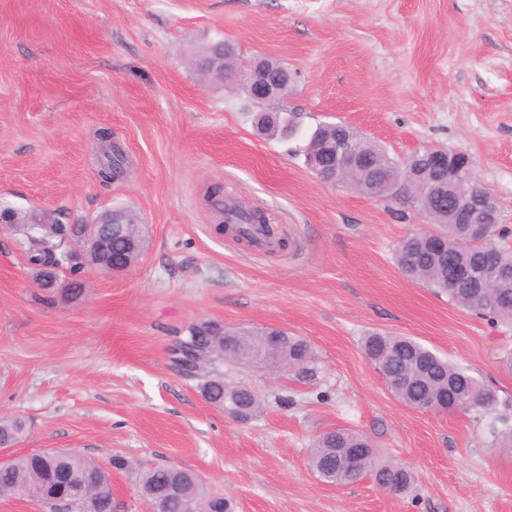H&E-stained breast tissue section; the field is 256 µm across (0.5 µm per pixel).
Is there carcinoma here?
I'll use <instances>...</instances> for the list:
<instances>
[{
  "label": "carcinoma",
  "instance_id": "cac0c4a2",
  "mask_svg": "<svg viewBox=\"0 0 512 512\" xmlns=\"http://www.w3.org/2000/svg\"><path fill=\"white\" fill-rule=\"evenodd\" d=\"M290 125L288 114L281 112L274 118L261 119L257 130L269 137L285 136ZM335 136V129L323 125L308 136L305 162H315L309 170L319 180L324 178V167L320 166L318 149L323 140ZM350 136L358 141L367 163L384 165L388 172H397L398 164L381 145L353 129ZM98 137L106 143L105 166L99 169V176L110 182L123 175L125 155L112 140L111 132L103 130ZM206 201L224 214V223L238 238L256 244H270L277 239L274 225L262 211L225 208L220 186L215 185L208 191ZM451 205L452 201L446 196L423 200L422 211L438 231L430 235L416 232L405 235L395 250L398 267L409 278L448 294V299L463 309L489 319L512 322V276L493 278L488 275L486 286L481 289L473 288L469 280L457 276L461 267L476 270L481 253L470 244L476 239L470 225L448 223ZM51 221L54 233L50 237L43 236L37 227H16L13 232L23 245L27 262L48 266L62 260L71 278L57 282L50 291L73 299L82 293L83 281L78 274L86 267V261L74 238L73 225L63 223L54 214ZM511 235L512 230L505 224H487L482 228V236L497 240L501 259L510 266L512 248L508 239ZM180 334L185 345L169 350L171 367L184 376L200 375L198 388L207 390L210 405L233 412L242 410L251 416L261 413V398L246 387L224 382V362L300 374L311 370L314 361L312 348L305 340L277 328L240 331L220 321L204 319L175 331V335ZM270 336L276 337L280 355L262 361L257 352ZM362 350L377 366L391 393L410 408L428 411L451 388L459 398L460 411H488L497 403L495 390L410 338L373 332L365 337ZM26 432L24 419L0 418L1 445H14ZM352 448L363 449L353 463L348 458ZM309 462L312 470L330 484H349L369 473L381 490L403 495L415 483V475L409 468L383 458L366 435L350 429L336 428L319 435L311 448ZM66 476L91 486L94 497V503L89 505L79 496L70 494L66 512H112V482L108 471L76 450L48 456L29 454L0 465V497L41 502L55 496V488L64 483ZM138 490L141 495L156 499L160 512L232 510L231 502L224 495L209 491L199 474L185 467L170 465L146 469L140 473Z\"/></svg>",
  "mask_w": 512,
  "mask_h": 512
}]
</instances>
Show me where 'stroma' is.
<instances>
[{
    "instance_id": "35a3bbf8",
    "label": "stroma",
    "mask_w": 512,
    "mask_h": 512,
    "mask_svg": "<svg viewBox=\"0 0 512 512\" xmlns=\"http://www.w3.org/2000/svg\"><path fill=\"white\" fill-rule=\"evenodd\" d=\"M221 39L287 66L288 95L265 104L201 80L192 60ZM268 107L303 133L355 127L399 162L427 147L466 154L512 216V0H0V203L66 224L128 208L151 234L127 272L85 268L78 298L46 303L0 231V416L29 426L8 456L82 452L108 470L112 512H148L138 476L160 464L197 471L234 512H512V452L496 444L512 428V323L408 279L394 250L428 218L407 198L318 181L294 141L256 132ZM104 129L127 159L107 183ZM216 184L273 217L287 249L219 235L203 201ZM201 319L288 330L314 369L225 366L264 403L232 420L169 365L173 330ZM373 331L466 369L495 409L404 405L362 351ZM334 428L410 468L412 493L369 474L322 481L309 452Z\"/></svg>"
}]
</instances>
